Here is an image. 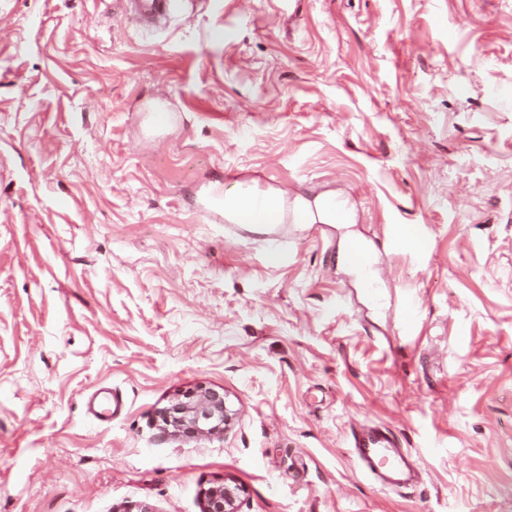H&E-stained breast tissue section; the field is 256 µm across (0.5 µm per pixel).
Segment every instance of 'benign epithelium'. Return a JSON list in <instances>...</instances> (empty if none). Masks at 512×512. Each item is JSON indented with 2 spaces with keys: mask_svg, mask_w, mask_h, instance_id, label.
<instances>
[{
  "mask_svg": "<svg viewBox=\"0 0 512 512\" xmlns=\"http://www.w3.org/2000/svg\"><path fill=\"white\" fill-rule=\"evenodd\" d=\"M238 411L226 398L211 389L199 388L169 407L158 411L160 429L167 435H214L228 431ZM242 488L228 483L210 486L201 491L205 512H238L237 500Z\"/></svg>",
  "mask_w": 512,
  "mask_h": 512,
  "instance_id": "benign-epithelium-1",
  "label": "benign epithelium"
}]
</instances>
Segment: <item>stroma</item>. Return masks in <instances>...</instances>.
Wrapping results in <instances>:
<instances>
[{
  "label": "stroma",
  "mask_w": 512,
  "mask_h": 512,
  "mask_svg": "<svg viewBox=\"0 0 512 512\" xmlns=\"http://www.w3.org/2000/svg\"><path fill=\"white\" fill-rule=\"evenodd\" d=\"M243 183L287 235L225 221ZM323 194L350 223L302 213ZM201 387L234 427L163 434ZM363 421L417 484L359 469ZM226 481L238 512H512V0H197L159 30L0 0V512H204Z\"/></svg>",
  "instance_id": "obj_1"
}]
</instances>
